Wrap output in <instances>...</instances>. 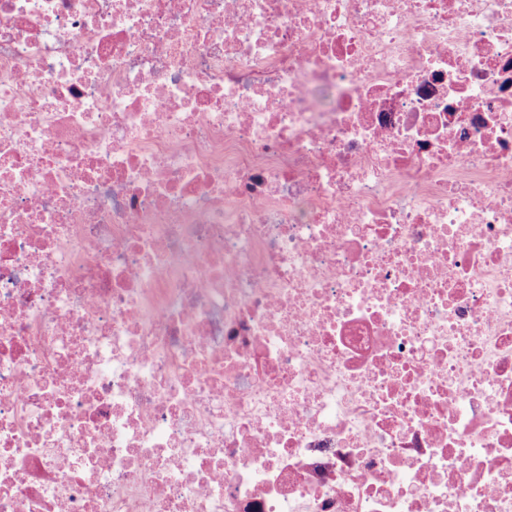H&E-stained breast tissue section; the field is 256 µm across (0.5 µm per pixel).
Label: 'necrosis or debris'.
Listing matches in <instances>:
<instances>
[{
    "mask_svg": "<svg viewBox=\"0 0 512 512\" xmlns=\"http://www.w3.org/2000/svg\"><path fill=\"white\" fill-rule=\"evenodd\" d=\"M0 512H512V0H0Z\"/></svg>",
    "mask_w": 512,
    "mask_h": 512,
    "instance_id": "necrosis-or-debris-1",
    "label": "necrosis or debris"
}]
</instances>
